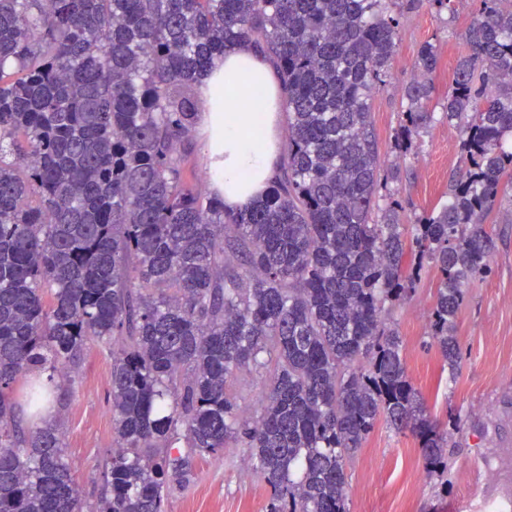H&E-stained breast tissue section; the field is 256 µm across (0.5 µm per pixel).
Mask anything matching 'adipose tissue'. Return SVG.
<instances>
[{
  "mask_svg": "<svg viewBox=\"0 0 512 512\" xmlns=\"http://www.w3.org/2000/svg\"><path fill=\"white\" fill-rule=\"evenodd\" d=\"M200 126L224 207L237 210L264 194L279 169L283 141L278 82L249 46L227 52L200 83Z\"/></svg>",
  "mask_w": 512,
  "mask_h": 512,
  "instance_id": "adipose-tissue-1",
  "label": "adipose tissue"
}]
</instances>
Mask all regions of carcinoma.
<instances>
[{"mask_svg":"<svg viewBox=\"0 0 512 512\" xmlns=\"http://www.w3.org/2000/svg\"><path fill=\"white\" fill-rule=\"evenodd\" d=\"M397 19L386 0H0V512H83L54 417L28 405L79 383L86 346L112 353V455L90 512H166L193 459L249 450L266 512H348L346 466L379 421L444 478L448 439L390 322L437 280L429 336L450 372L469 283L491 271L487 219L512 187V9L479 0L448 95L418 49L393 149L442 110L466 168L405 232L369 100ZM251 43L273 59L288 148L237 212L193 183L199 77ZM270 376L245 418L232 386Z\"/></svg>","mask_w":512,"mask_h":512,"instance_id":"obj_1","label":"carcinoma"}]
</instances>
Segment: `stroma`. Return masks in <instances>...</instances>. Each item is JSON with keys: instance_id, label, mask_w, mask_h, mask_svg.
<instances>
[{"instance_id": "obj_1", "label": "stroma", "mask_w": 512, "mask_h": 512, "mask_svg": "<svg viewBox=\"0 0 512 512\" xmlns=\"http://www.w3.org/2000/svg\"><path fill=\"white\" fill-rule=\"evenodd\" d=\"M454 17L436 15L428 0H397L398 38L387 82L376 91L370 110L383 166L402 172L395 188L404 207L402 221L448 199L451 185L466 167L459 135L436 118L417 153L392 148L402 112L404 88L413 75L419 45L433 40L439 68L434 98L445 97L465 48L461 33L473 19L475 0H455ZM495 250L490 273L472 282L457 319L460 368L449 373L428 336L436 281L423 275L413 297L395 306L391 319L404 339L409 376L438 416L462 419L447 485L428 477L412 434L378 424L348 464L349 512H505L512 496V190H506L490 219ZM81 382L60 390L46 405L62 413L67 457L86 498H95L112 447V352L89 343L80 363ZM244 448L197 459L187 488H172L168 512H264L268 485L244 475Z\"/></svg>"}]
</instances>
